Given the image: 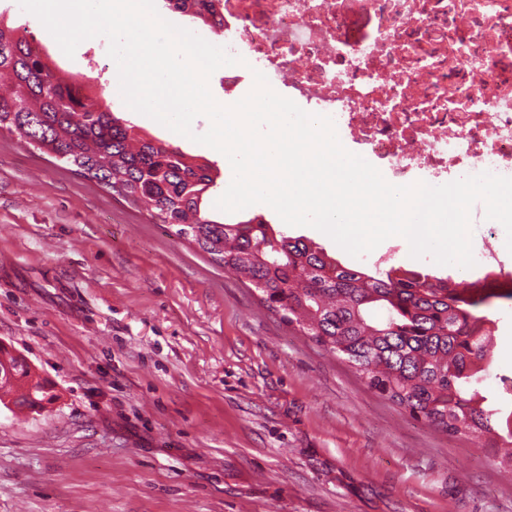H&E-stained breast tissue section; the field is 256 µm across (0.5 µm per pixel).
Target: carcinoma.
<instances>
[{
  "instance_id": "1",
  "label": "carcinoma",
  "mask_w": 512,
  "mask_h": 512,
  "mask_svg": "<svg viewBox=\"0 0 512 512\" xmlns=\"http://www.w3.org/2000/svg\"><path fill=\"white\" fill-rule=\"evenodd\" d=\"M167 2L207 27L216 25L221 6L220 0ZM95 96L50 55L33 52L25 27L0 16V131L144 206L175 236L244 278L269 309L371 388L444 432L484 440L512 471V412L489 408L491 397L482 391L496 332L484 309L493 299L512 301V291L460 288L416 267L369 274L261 219L226 222L203 206L217 185L209 163L140 133ZM10 366L1 403L14 391L31 409L53 400L46 386L33 384L26 362L13 358Z\"/></svg>"
}]
</instances>
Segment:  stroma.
Listing matches in <instances>:
<instances>
[{"instance_id": "35a3bbf8", "label": "stroma", "mask_w": 512, "mask_h": 512, "mask_svg": "<svg viewBox=\"0 0 512 512\" xmlns=\"http://www.w3.org/2000/svg\"><path fill=\"white\" fill-rule=\"evenodd\" d=\"M0 16L117 116L224 169L113 99L102 38L70 58L17 0ZM256 215L372 269L270 208L229 218ZM489 316L491 394L512 375V302ZM0 344L56 395L37 413L0 404V512H512L489 449L393 404L144 208L5 131Z\"/></svg>"}]
</instances>
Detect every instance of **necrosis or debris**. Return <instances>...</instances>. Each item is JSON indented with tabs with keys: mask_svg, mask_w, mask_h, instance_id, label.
Wrapping results in <instances>:
<instances>
[{
	"mask_svg": "<svg viewBox=\"0 0 512 512\" xmlns=\"http://www.w3.org/2000/svg\"><path fill=\"white\" fill-rule=\"evenodd\" d=\"M224 45L388 182L512 177V0H224ZM480 287L512 289L489 240Z\"/></svg>",
	"mask_w": 512,
	"mask_h": 512,
	"instance_id": "4bbe7bcc",
	"label": "necrosis or debris"
}]
</instances>
